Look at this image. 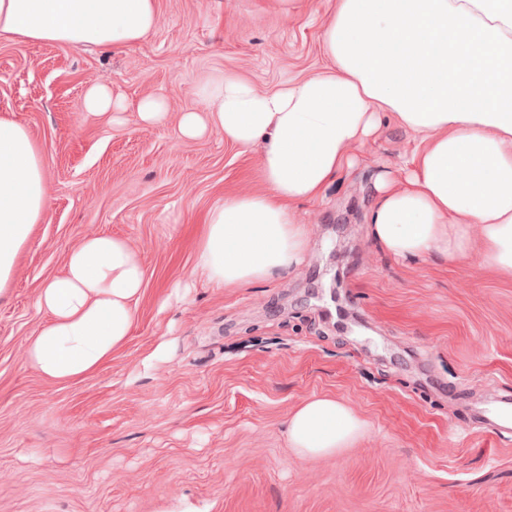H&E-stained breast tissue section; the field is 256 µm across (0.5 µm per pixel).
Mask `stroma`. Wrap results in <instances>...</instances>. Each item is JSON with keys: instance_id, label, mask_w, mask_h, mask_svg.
<instances>
[{"instance_id": "stroma-1", "label": "stroma", "mask_w": 512, "mask_h": 512, "mask_svg": "<svg viewBox=\"0 0 512 512\" xmlns=\"http://www.w3.org/2000/svg\"><path fill=\"white\" fill-rule=\"evenodd\" d=\"M333 0H159L155 30L113 50L0 39V115L39 145L49 201L0 300V512H512V432L477 411L512 395V280L477 259L401 262L368 233L373 181L419 138L391 119L300 206L302 265L218 288L194 270L207 210L260 186L256 153L179 139L197 87L224 72L272 89L321 70ZM163 122L85 111L91 85ZM129 240L145 271L124 346L72 382L29 368L35 301L92 235ZM367 425L302 457L290 415L315 395ZM165 111V100L157 97H149L140 100L135 109L140 121L144 123L160 121L166 114Z\"/></svg>"}]
</instances>
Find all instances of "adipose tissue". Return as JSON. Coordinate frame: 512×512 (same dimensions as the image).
<instances>
[{
  "instance_id": "1",
  "label": "adipose tissue",
  "mask_w": 512,
  "mask_h": 512,
  "mask_svg": "<svg viewBox=\"0 0 512 512\" xmlns=\"http://www.w3.org/2000/svg\"><path fill=\"white\" fill-rule=\"evenodd\" d=\"M158 16V0H0V38L115 49L146 38ZM320 43L326 69L262 92L226 74L199 88L201 111L182 115L181 139L212 132L259 148L264 184L208 210L196 270L238 288L296 269L308 246L299 205L353 165L352 147L386 114L421 147L404 175L377 176L371 237L397 259L475 257L512 279V0H337ZM48 200L39 146L0 116V298ZM144 279L128 240L85 238L38 292L49 319L29 337L26 365L57 382L96 372L130 335ZM365 431L332 396L305 402L287 428L296 452L312 456Z\"/></svg>"
}]
</instances>
